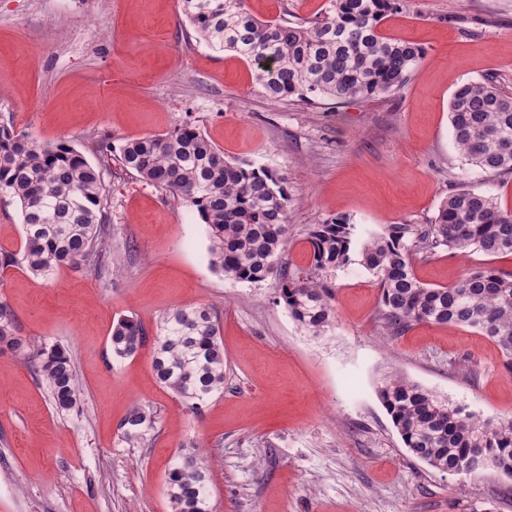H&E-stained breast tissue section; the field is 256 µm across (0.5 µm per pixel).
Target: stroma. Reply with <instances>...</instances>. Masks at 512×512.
Returning a JSON list of instances; mask_svg holds the SVG:
<instances>
[{"instance_id": "obj_1", "label": "stroma", "mask_w": 512, "mask_h": 512, "mask_svg": "<svg viewBox=\"0 0 512 512\" xmlns=\"http://www.w3.org/2000/svg\"><path fill=\"white\" fill-rule=\"evenodd\" d=\"M262 20L304 24L329 0H245ZM382 34L424 58L388 97L273 103L251 67L196 39L181 0H0V120L38 142L89 152L189 124L230 160L284 177L290 202L285 258L309 264L311 225L344 215L361 233L427 224L457 186L512 210V175L467 169L448 103L458 84L490 78L512 91V0H401ZM114 275L64 267L37 279L0 268V301L16 334L72 356L82 414L58 412L22 356L0 351V512H171L165 480L180 450L213 462L214 512H512V477L487 468L448 475L412 457L377 395L400 373L465 411L512 416V372L473 330L420 323L381 334L380 290L358 263L330 269L336 319L305 333L277 279L250 284L210 264L208 227L188 204L113 165ZM512 255L415 257L417 278L454 284ZM207 304L224 343V392L201 412L161 385L152 348L112 359L123 316L156 334L175 308ZM150 410L145 439L123 438L132 407Z\"/></svg>"}]
</instances>
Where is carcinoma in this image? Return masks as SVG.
Returning <instances> with one entry per match:
<instances>
[{
  "instance_id": "1",
  "label": "carcinoma",
  "mask_w": 512,
  "mask_h": 512,
  "mask_svg": "<svg viewBox=\"0 0 512 512\" xmlns=\"http://www.w3.org/2000/svg\"><path fill=\"white\" fill-rule=\"evenodd\" d=\"M397 0H330L329 15L307 25L260 21L244 0H182L199 41L230 51L253 68L263 95L274 102L297 95L367 99L400 90L424 57L421 47L387 37L384 15ZM454 140L464 164L489 177L512 174V93L490 79L466 81L448 106ZM98 163L65 143L37 142L0 124V192L20 205L24 244L0 258L48 278L68 266L102 280L114 270L108 241L112 224L103 168L113 149L93 145ZM121 166L158 190L196 209L209 228L211 264L240 282L275 277L290 316L313 336L333 325L332 288L326 272L352 261L370 271L380 287L384 333L398 335L417 323L453 324L494 342L512 372V273L487 266L468 270L448 287H429L413 269V256L442 249L485 256L512 254V212L497 199L460 189L442 202L429 224H391L355 248V224L338 216L313 225L307 240L311 263L293 269L284 258L290 195L284 178L249 162L229 161L200 130L184 125L131 139L119 149ZM140 321L123 317L112 329V356L122 360L144 347ZM25 359L60 412L81 413L76 367L57 344L16 336L15 318L0 302V350ZM158 382L201 411L224 393V345L215 311L182 307L166 316L153 344ZM378 395L413 456L440 472L459 465L487 467L512 476V418L482 419L393 373ZM153 414L133 407L120 430L129 441L153 428ZM172 512H213L210 469L195 452H179L166 482Z\"/></svg>"
}]
</instances>
